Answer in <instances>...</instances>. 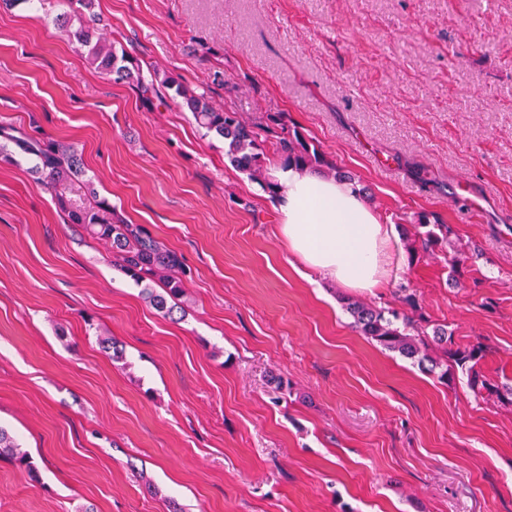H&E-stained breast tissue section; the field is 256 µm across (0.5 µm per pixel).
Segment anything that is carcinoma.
Segmentation results:
<instances>
[{"mask_svg":"<svg viewBox=\"0 0 512 512\" xmlns=\"http://www.w3.org/2000/svg\"><path fill=\"white\" fill-rule=\"evenodd\" d=\"M35 10L58 9L55 21L71 43L82 48V57L112 83L129 87L147 111L177 101L191 112L198 127L224 141L230 162L246 172L268 192L271 182L264 174L262 158L265 140L262 133H277L275 151L283 165L307 167L326 175L355 182V178L329 161L322 150L288 126L283 113L268 117L259 128L241 119L235 112L216 106L206 93L189 89L171 72L158 68L144 70L118 40L99 32L97 17L91 13L93 0H27ZM33 157L37 164L32 173L36 182L51 196L65 223L75 224L104 250L112 269L144 285L142 295L157 312L166 316L186 312L191 297L186 283L189 269L181 253L142 224L130 223L112 202L101 194L99 183L83 168L76 143L52 139L38 131L20 132L13 125L0 123V162L15 163L17 157ZM418 225L424 248L436 245L440 235L451 233L445 224L430 225L421 219ZM345 310L354 327L383 349L397 352L406 359L438 373L448 380L455 369L465 371L470 387L477 395L487 392L512 403V386L499 387L480 378L475 366L485 357L487 347L478 342L454 347L453 333L445 325L431 329L409 315L390 308H379L358 300L345 301ZM0 460H6L28 472L32 461L7 431L0 428Z\"/></svg>","mask_w":512,"mask_h":512,"instance_id":"cac0c4a2","label":"carcinoma"}]
</instances>
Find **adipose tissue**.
Returning <instances> with one entry per match:
<instances>
[{
    "mask_svg": "<svg viewBox=\"0 0 512 512\" xmlns=\"http://www.w3.org/2000/svg\"><path fill=\"white\" fill-rule=\"evenodd\" d=\"M277 232L307 269L348 290L371 293L395 275L391 226L353 185L302 167H270Z\"/></svg>",
    "mask_w": 512,
    "mask_h": 512,
    "instance_id": "obj_1",
    "label": "adipose tissue"
}]
</instances>
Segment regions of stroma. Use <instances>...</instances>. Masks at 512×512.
Returning <instances> with one entry per match:
<instances>
[{"mask_svg":"<svg viewBox=\"0 0 512 512\" xmlns=\"http://www.w3.org/2000/svg\"><path fill=\"white\" fill-rule=\"evenodd\" d=\"M142 66L359 180L401 262L360 301L404 310L512 386V0H94ZM0 121L75 142L128 219L180 251L178 321L0 165V512H512V404L362 336L274 201L190 112L142 109L27 4L0 8ZM390 160L387 169L378 160ZM450 235L418 248V220ZM479 250L451 273L448 257ZM120 353L100 351L93 325ZM284 388H277V381ZM27 451L23 450L7 431L0 428V460H6L28 472L34 470Z\"/></svg>","mask_w":512,"mask_h":512,"instance_id":"stroma-1","label":"stroma"}]
</instances>
